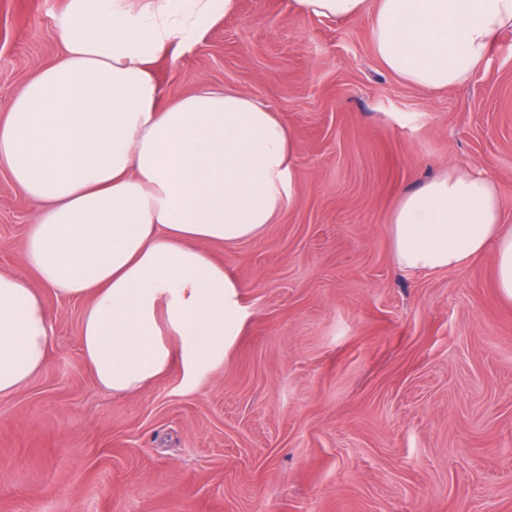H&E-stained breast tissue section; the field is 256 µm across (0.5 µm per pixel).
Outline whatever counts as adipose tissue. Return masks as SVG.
Masks as SVG:
<instances>
[{
    "label": "adipose tissue",
    "instance_id": "ef3b65f1",
    "mask_svg": "<svg viewBox=\"0 0 512 512\" xmlns=\"http://www.w3.org/2000/svg\"><path fill=\"white\" fill-rule=\"evenodd\" d=\"M235 0H67L62 54L0 115V172L33 210L21 249L37 284L0 272V396L44 366L42 295L80 298V349L96 384L129 393L172 367L223 362L246 319L242 285L208 245L265 234L297 197L296 140L263 102L231 89L171 98L155 63L196 45ZM298 16L371 15L376 59L427 91L455 88L512 30V0H291ZM393 260L407 273L495 251L512 300V226L498 184L456 170L397 197Z\"/></svg>",
    "mask_w": 512,
    "mask_h": 512
}]
</instances>
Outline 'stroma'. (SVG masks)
<instances>
[{
  "label": "stroma",
  "instance_id": "stroma-1",
  "mask_svg": "<svg viewBox=\"0 0 512 512\" xmlns=\"http://www.w3.org/2000/svg\"><path fill=\"white\" fill-rule=\"evenodd\" d=\"M63 0H0V107L63 50ZM370 17L236 0L161 60L167 95L231 87L297 140V201L263 236L211 246L247 318L222 364L100 390L84 301L46 295L42 371L0 397V512H512V301L493 252L410 275L388 223L451 166L501 189L512 225V31L464 84L416 88L374 56ZM33 212L0 173V272L27 275Z\"/></svg>",
  "mask_w": 512,
  "mask_h": 512
}]
</instances>
